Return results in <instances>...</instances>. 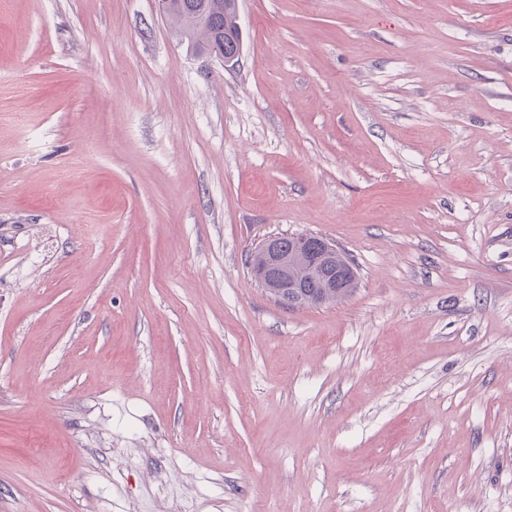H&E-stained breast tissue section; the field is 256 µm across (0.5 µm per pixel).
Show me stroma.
I'll use <instances>...</instances> for the list:
<instances>
[{
  "instance_id": "obj_1",
  "label": "stroma",
  "mask_w": 512,
  "mask_h": 512,
  "mask_svg": "<svg viewBox=\"0 0 512 512\" xmlns=\"http://www.w3.org/2000/svg\"><path fill=\"white\" fill-rule=\"evenodd\" d=\"M238 14L0 0V512H512V0ZM175 8L171 13L181 38L187 40V46L195 53L209 55L231 54L235 45L231 40L239 35L241 28L238 22V0H235L234 12L229 9L231 0H174ZM232 14L234 16L232 26ZM232 28L224 31L225 25ZM218 54L216 57L225 67L233 66L239 54L227 56ZM308 235L294 237V245L292 239L288 236L281 237L280 246L288 251L283 253L279 248V242L275 238L266 239L248 258V265L257 281L268 291L273 298L275 297L281 302V305L287 306L289 309L298 308L294 303L283 298L282 294L288 291V288H299L292 280L288 279L289 271L294 266L305 267L310 274L320 280L321 288H316L317 281L310 275L304 274L298 270L296 275L307 286L301 288L304 299L314 298L323 293V288H336L335 294L329 297L330 302H336V298L342 295V291L338 292V288H349L345 284L336 285V265H339L347 272V278H351L352 290L356 286V277L352 262L338 249L335 244L330 243L322 237H318V244L314 248L309 246ZM335 269V271H334Z\"/></svg>"
}]
</instances>
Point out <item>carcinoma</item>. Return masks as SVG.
Returning a JSON list of instances; mask_svg holds the SVG:
<instances>
[{
  "label": "carcinoma",
  "mask_w": 512,
  "mask_h": 512,
  "mask_svg": "<svg viewBox=\"0 0 512 512\" xmlns=\"http://www.w3.org/2000/svg\"><path fill=\"white\" fill-rule=\"evenodd\" d=\"M171 13L178 33L196 53L231 54L232 41L224 39L225 25L232 24L231 0H174Z\"/></svg>",
  "instance_id": "1"
}]
</instances>
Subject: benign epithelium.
Segmentation results:
<instances>
[{"mask_svg":"<svg viewBox=\"0 0 512 512\" xmlns=\"http://www.w3.org/2000/svg\"><path fill=\"white\" fill-rule=\"evenodd\" d=\"M315 247L309 246V236L294 237L293 247L286 253L279 248V242L270 238L262 242L248 258V265L257 281L270 290L282 305L294 309L296 305L282 297V294L297 284L288 279L294 266L305 267L310 274L320 280L321 287H336V266L347 272V277L355 278L352 262L326 239L317 238Z\"/></svg>","mask_w":512,"mask_h":512,"instance_id":"7a95c632","label":"benign epithelium"}]
</instances>
